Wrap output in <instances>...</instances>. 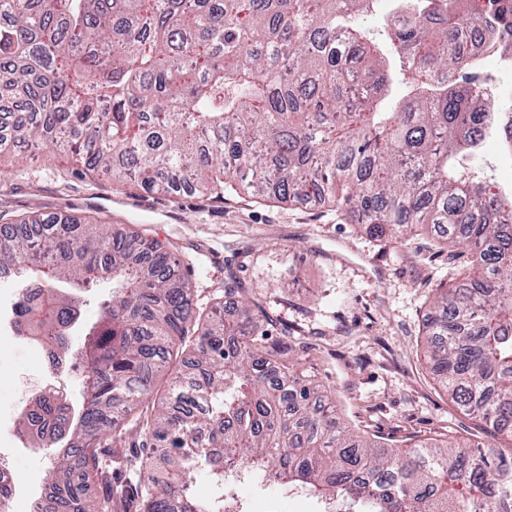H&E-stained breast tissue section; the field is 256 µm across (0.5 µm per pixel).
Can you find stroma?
Instances as JSON below:
<instances>
[{
  "mask_svg": "<svg viewBox=\"0 0 512 512\" xmlns=\"http://www.w3.org/2000/svg\"><path fill=\"white\" fill-rule=\"evenodd\" d=\"M0 157V225L33 215L123 224L194 258L200 301L231 292L259 303L269 332L288 337L306 368L336 394L349 429L388 448L429 438L512 451L489 435L430 371L425 322L435 289L450 287L465 257L425 231L396 245L370 236L328 205H287L245 191L218 198L148 192L78 171L59 154L26 147ZM38 341L0 328V450L13 452L17 493L46 487L45 452L24 445L18 412L51 389L80 400L78 374L50 370Z\"/></svg>",
  "mask_w": 512,
  "mask_h": 512,
  "instance_id": "35a3bbf8",
  "label": "stroma"
}]
</instances>
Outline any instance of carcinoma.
<instances>
[{
    "label": "carcinoma",
    "mask_w": 512,
    "mask_h": 512,
    "mask_svg": "<svg viewBox=\"0 0 512 512\" xmlns=\"http://www.w3.org/2000/svg\"><path fill=\"white\" fill-rule=\"evenodd\" d=\"M379 2L0 0V157L28 142L149 191L333 205L398 245L430 225L471 263L426 323L432 372L512 433V193L461 164L490 131L512 153V101L488 90L468 42L478 31L512 57V0H394L382 40L361 25ZM186 267L113 225L0 226L16 335L83 368L78 409L42 393L19 417L53 453L41 512H225L228 458L348 512H512V453L385 450L338 425L265 311L238 300L226 317L222 296L198 311ZM106 272L112 298L75 341L76 304ZM125 421L148 449L122 448ZM202 472L208 500L192 494Z\"/></svg>",
    "instance_id": "cac0c4a2"
}]
</instances>
